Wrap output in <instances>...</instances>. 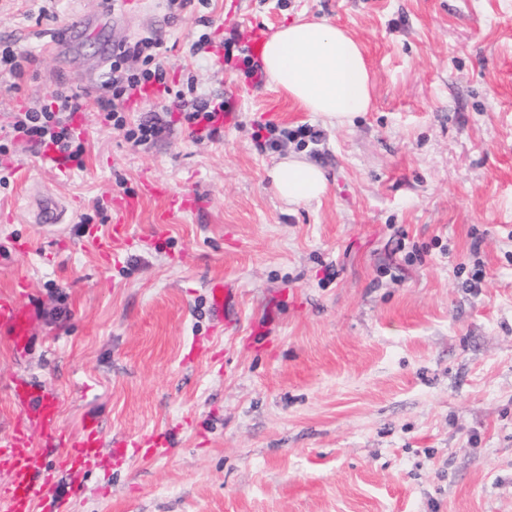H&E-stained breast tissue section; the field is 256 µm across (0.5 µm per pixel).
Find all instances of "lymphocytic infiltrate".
I'll list each match as a JSON object with an SVG mask.
<instances>
[{"instance_id":"obj_1","label":"lymphocytic infiltrate","mask_w":512,"mask_h":512,"mask_svg":"<svg viewBox=\"0 0 512 512\" xmlns=\"http://www.w3.org/2000/svg\"><path fill=\"white\" fill-rule=\"evenodd\" d=\"M160 40L153 37L139 39L134 45L117 48L112 53L111 74L106 83L108 95L98 97L97 112L104 125L125 131L128 139L144 145L159 139L167 129L163 113L180 112L190 128L191 136L206 133L214 137L219 129L212 123L214 105L223 103L220 95L187 96L173 91L169 86L166 71L159 59ZM142 60L141 69L133 70L127 65L129 59ZM161 89L160 114H152L137 124L127 121L126 104L140 89ZM88 93L80 85H71L55 90L50 99L27 107L13 114L10 132L0 137V157L9 155L14 141H23L33 150L52 145L67 155L70 160H80L84 142L72 125L74 113L83 111Z\"/></svg>"}]
</instances>
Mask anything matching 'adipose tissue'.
Masks as SVG:
<instances>
[{"label":"adipose tissue","mask_w":512,"mask_h":512,"mask_svg":"<svg viewBox=\"0 0 512 512\" xmlns=\"http://www.w3.org/2000/svg\"><path fill=\"white\" fill-rule=\"evenodd\" d=\"M269 82L323 124L348 125L372 104V80L362 45L348 31L324 20L300 17L279 28L262 48ZM269 176L277 196L300 206L329 188L324 171L300 154H288Z\"/></svg>","instance_id":"adipose-tissue-1"}]
</instances>
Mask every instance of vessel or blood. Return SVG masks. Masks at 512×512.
<instances>
[{
  "instance_id": "obj_1",
  "label": "vessel or blood",
  "mask_w": 512,
  "mask_h": 512,
  "mask_svg": "<svg viewBox=\"0 0 512 512\" xmlns=\"http://www.w3.org/2000/svg\"><path fill=\"white\" fill-rule=\"evenodd\" d=\"M141 204L139 195L115 200L114 218L108 235L94 238L100 255L109 256L120 248L134 224ZM34 223H60L64 206L55 196L36 193L30 202ZM34 306L13 289L0 290V331L8 333L16 354H25L30 343ZM17 415L11 435L0 437V471L9 482L0 488V512H32L40 492L54 484L58 472L85 468L99 454L104 438L95 420H87L78 436L65 435L58 421V397L32 378L17 379L12 387ZM58 447L48 457L47 447Z\"/></svg>"
}]
</instances>
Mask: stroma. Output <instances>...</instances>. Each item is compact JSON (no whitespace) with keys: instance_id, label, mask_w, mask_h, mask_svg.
I'll list each match as a JSON object with an SVG mask.
<instances>
[{"instance_id":"obj_1","label":"stroma","mask_w":512,"mask_h":512,"mask_svg":"<svg viewBox=\"0 0 512 512\" xmlns=\"http://www.w3.org/2000/svg\"><path fill=\"white\" fill-rule=\"evenodd\" d=\"M102 2L0 0V38L31 57L17 89L0 84V125L61 85L106 94L86 63L149 34L170 82L223 94L235 118L198 141L174 112L137 145L91 109L72 177L22 142L0 158V289L39 303L25 356L0 333V435L28 375L68 434L93 417L107 442L47 497L70 512H512V0H118L111 24L45 51ZM303 13L364 49L372 107L349 125L221 66L232 30L269 36ZM266 122L318 137L273 148ZM291 151L325 171L320 200L275 196L267 171ZM148 177L201 207L160 233L165 202L146 199L101 258L111 200ZM36 189L66 200V223H31ZM215 279L232 290L222 324ZM152 431L169 446L147 458L135 443Z\"/></svg>"}]
</instances>
